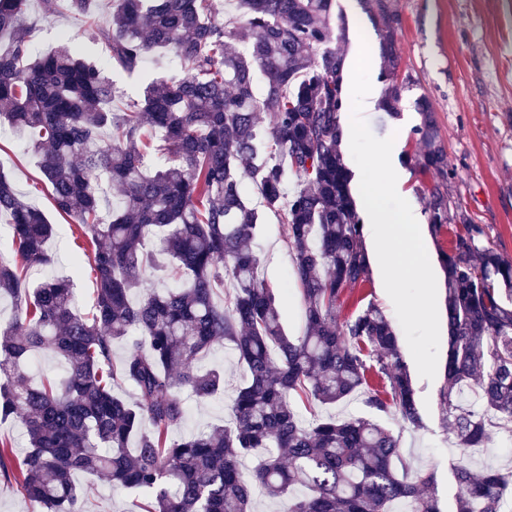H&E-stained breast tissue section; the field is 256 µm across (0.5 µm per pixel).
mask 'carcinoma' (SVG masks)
Listing matches in <instances>:
<instances>
[{"instance_id": "cac0c4a2", "label": "carcinoma", "mask_w": 512, "mask_h": 512, "mask_svg": "<svg viewBox=\"0 0 512 512\" xmlns=\"http://www.w3.org/2000/svg\"><path fill=\"white\" fill-rule=\"evenodd\" d=\"M92 0H39L45 14H89ZM380 35L382 106L397 113L401 16L391 0H363ZM29 0H0V126L28 133L55 210L86 238L96 273L93 310L75 312L74 289L26 273L54 264V225L0 172L15 259L0 257V421L22 427L29 452L15 463L0 440V474L13 478L33 512H82L79 472L100 473L144 498L142 512H251L257 496L278 512H441L427 493L435 476L415 468L375 414L421 425L397 334L374 304L336 325V304L367 281L364 223L340 149L348 105L344 57L331 26L333 0H111L106 58H83L72 39L46 53L32 42ZM152 54L171 55L179 76L152 77L123 97L111 72L142 76ZM414 129L424 174L448 178V156L428 97L416 99ZM263 207L287 226L292 275L305 309L303 335L283 328L276 295L252 249ZM118 189L111 209L107 188ZM438 183L429 190L435 232L458 223ZM158 242L178 283L148 282ZM448 317L443 419L463 451L454 474L456 512H512V469L477 470L468 451L512 427V262L481 243L471 223L441 253ZM229 342L246 378L232 422L173 438L186 418L180 392L224 396V370L198 367ZM124 353L115 365L113 347ZM39 354L61 360L60 382L28 374ZM130 384L136 398L113 393ZM363 391L371 415L317 417ZM470 391L476 402L467 403ZM262 459L246 475L241 458Z\"/></svg>"}]
</instances>
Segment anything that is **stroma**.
<instances>
[{"label": "stroma", "mask_w": 512, "mask_h": 512, "mask_svg": "<svg viewBox=\"0 0 512 512\" xmlns=\"http://www.w3.org/2000/svg\"><path fill=\"white\" fill-rule=\"evenodd\" d=\"M402 17L396 49L401 57L399 79L406 83L397 115L377 112L375 132L384 137L405 131L394 167L405 168L408 188L417 209H425L431 177L404 167L402 158L418 149L413 130L421 117L414 101L429 98L435 110L440 136L448 153V193L469 216L486 244L512 259V0H392ZM29 14L38 18L33 42L50 51L62 37H70L90 58L106 56L104 43L87 38L89 24L106 25L109 0H95L90 16L71 14L42 16L39 5ZM334 17L343 19L347 38L339 49L345 56L344 82L349 100L379 85V34L361 0H334ZM27 136L0 135V171L8 174L19 193L45 212L56 227L52 241L55 263L52 275L69 279L76 294V308L88 312L93 301L95 277L89 265H76L83 238L77 224L60 216L48 188L41 182L35 158L28 153ZM262 263L259 274L274 289L288 336H301L305 314L300 293L292 280L293 253L287 227L279 216L266 213L253 240ZM378 305L395 318L392 301L379 286L377 270H370L365 285L345 292L336 308L337 322H344L367 303ZM412 372L415 398L422 415L421 427L405 424L398 414L380 415V422L400 440V449L414 465L436 474L433 493L442 512H454L461 489L453 476L460 450L442 420L443 374L427 380L417 375L412 355H405ZM205 366H223L227 396L209 402L188 401L180 430L189 433L205 425L230 420L228 395L241 384L244 370L230 345L213 348ZM78 486H92L85 512H137L134 496L114 488L102 475L79 473Z\"/></svg>", "instance_id": "stroma-1"}]
</instances>
